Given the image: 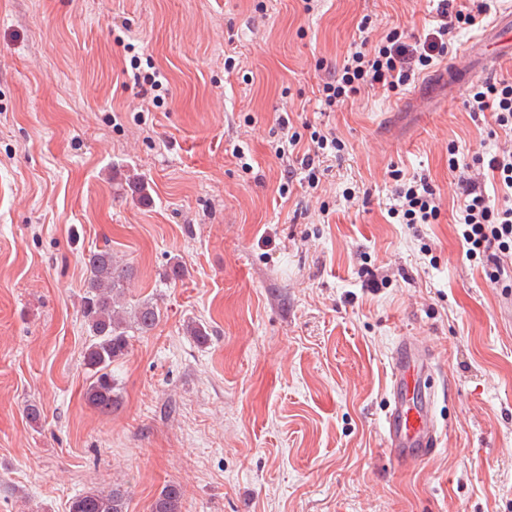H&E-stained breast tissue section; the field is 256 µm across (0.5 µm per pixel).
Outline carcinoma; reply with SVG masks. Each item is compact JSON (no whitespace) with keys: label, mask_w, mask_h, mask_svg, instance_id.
Wrapping results in <instances>:
<instances>
[{"label":"carcinoma","mask_w":512,"mask_h":512,"mask_svg":"<svg viewBox=\"0 0 512 512\" xmlns=\"http://www.w3.org/2000/svg\"><path fill=\"white\" fill-rule=\"evenodd\" d=\"M83 262L89 272L80 303L89 336L83 361L94 377L83 400L99 413L109 414L120 403L112 365L127 356L132 337L147 336L157 327L161 311L149 301L127 306L125 289L135 270L129 263L116 260L112 250H91L83 255ZM183 499L181 486L166 484L151 512H182ZM69 512H126V490L117 484L109 491L84 492L72 499Z\"/></svg>","instance_id":"cac0c4a2"}]
</instances>
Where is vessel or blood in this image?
Segmentation results:
<instances>
[{
	"mask_svg": "<svg viewBox=\"0 0 512 512\" xmlns=\"http://www.w3.org/2000/svg\"><path fill=\"white\" fill-rule=\"evenodd\" d=\"M389 400L383 427L387 453L396 466L425 461L441 443L435 415L436 362L415 337L395 342L389 360Z\"/></svg>",
	"mask_w": 512,
	"mask_h": 512,
	"instance_id": "1",
	"label": "vessel or blood"
}]
</instances>
